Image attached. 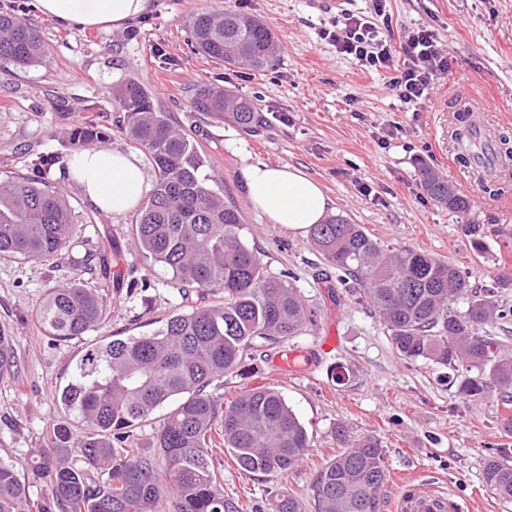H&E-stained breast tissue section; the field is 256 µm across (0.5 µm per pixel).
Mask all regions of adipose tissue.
Wrapping results in <instances>:
<instances>
[{
  "label": "adipose tissue",
  "mask_w": 512,
  "mask_h": 512,
  "mask_svg": "<svg viewBox=\"0 0 512 512\" xmlns=\"http://www.w3.org/2000/svg\"><path fill=\"white\" fill-rule=\"evenodd\" d=\"M44 16L85 29H114L147 8V0H37ZM67 178L105 215L121 216L133 210L145 194V174L140 160L108 147L74 153ZM251 207L269 223L293 231L321 223L331 201L320 185L303 171L264 162L243 170Z\"/></svg>",
  "instance_id": "1"
}]
</instances>
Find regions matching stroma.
<instances>
[{
  "label": "stroma",
  "instance_id": "stroma-1",
  "mask_svg": "<svg viewBox=\"0 0 512 512\" xmlns=\"http://www.w3.org/2000/svg\"><path fill=\"white\" fill-rule=\"evenodd\" d=\"M229 7L267 25L283 51L272 69L229 66L193 52L188 21L202 10ZM376 20L374 0H342L338 11L309 0H148L146 11L121 28L83 31L43 16L36 0H0V13L29 20L48 54L24 69L0 62V172L38 178L31 161L56 152L48 180L71 203L79 222L74 246L45 262L0 256V326L9 330L18 368L0 378V459L25 471L30 449L47 443L55 424L70 415L57 401L83 353L85 340L55 341L42 334L34 311L46 288L68 278L97 286L99 272L73 266L83 241L106 235L111 272L107 313L98 333L133 336L154 332L178 303L166 273L142 257L131 241L132 214L106 216L67 178L70 142L78 130L109 132L107 147L136 155L147 183L150 159L122 132L123 114L113 92L134 80L153 94L209 160L206 169L225 201L242 214L240 236L274 275H290L314 311V322L288 340L301 352L299 369L279 372L275 348L251 351L247 377H227L217 393L233 400L256 387L279 390L305 425L311 446L282 475L239 471L230 449L218 448L225 497L243 512H274L277 496L297 498L302 512H316L311 486L341 446L337 425L351 434L379 438L391 475L380 512H399L395 477L437 478L448 496L467 500L471 512H512L482 482L490 449L512 448V402L496 386L465 399L448 382L447 367L405 362L393 352L385 327L366 303L352 296L332 302L328 267L305 232L269 223L247 198L242 169L261 161L296 167L318 181L336 214L363 225L375 239L455 263L471 290L498 291L512 307V175L488 183L471 177L455 140L464 102L483 105L481 121L512 149V0H387L394 37L420 26L437 34L448 54L440 76L417 109H408L386 86L383 73L340 54L321 31L340 11ZM214 83L252 100L265 123L255 133L195 111L199 86ZM433 165L469 200L453 213L423 190L419 161ZM480 229L474 249L463 225ZM332 348H325L327 338ZM348 365L346 384L332 369Z\"/></svg>",
  "mask_w": 512,
  "mask_h": 512
}]
</instances>
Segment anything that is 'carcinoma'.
Here are the masks:
<instances>
[{"instance_id":"1","label":"carcinoma","mask_w":512,"mask_h":512,"mask_svg":"<svg viewBox=\"0 0 512 512\" xmlns=\"http://www.w3.org/2000/svg\"><path fill=\"white\" fill-rule=\"evenodd\" d=\"M189 35L198 53L253 70L273 68L282 51L268 27L230 8L194 14ZM46 50L33 24L0 14V61L24 69ZM113 99L125 113L126 137L148 153L156 173L135 214L133 243L167 271V286L180 302L151 334L112 335L86 346L71 380L56 392L85 429L58 423L50 447L30 450L27 479L0 459V512H32L33 480L50 489L49 505L37 512H240L218 485L222 461L212 449H230L245 472L272 475L297 465L310 438L280 391L252 388L227 404L209 387L244 375L250 349L296 336L309 310L300 290L270 274L258 251L242 242L240 210L209 184L207 156L173 126L152 93L131 80ZM192 107L245 132L263 121L251 100L213 83L198 88ZM418 171L431 199L454 213L468 209V199L434 167L421 161ZM75 221L69 202L48 182L0 176V256L49 259L70 243ZM309 233L336 267V287L373 308L401 359L448 367L451 383L469 400L486 389L473 370L489 371L512 392V358L483 330L512 316L511 308L499 306L495 289L472 296L459 314L453 305L468 294L469 282L457 265L390 247L339 215ZM207 292L224 301H206ZM105 313L102 289L70 282L47 289L35 317L45 335L66 341L99 328ZM16 367L11 334L0 326V378ZM164 406L169 411L155 435L159 458L142 455L133 429ZM336 439L341 451L312 484L317 512H379L388 478L382 442L352 436L342 424ZM70 449L83 467L71 464ZM482 479L498 497L512 500V448L485 458Z\"/></svg>"}]
</instances>
